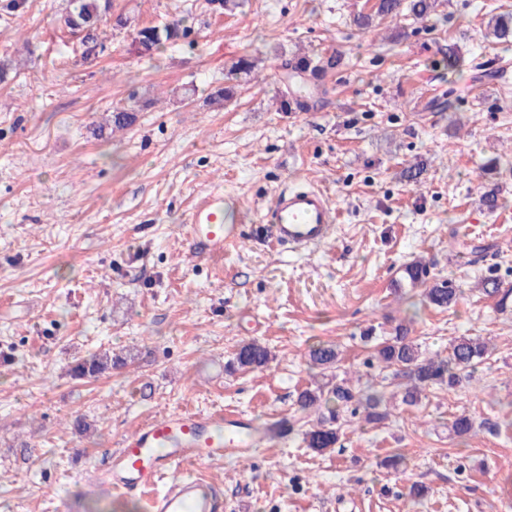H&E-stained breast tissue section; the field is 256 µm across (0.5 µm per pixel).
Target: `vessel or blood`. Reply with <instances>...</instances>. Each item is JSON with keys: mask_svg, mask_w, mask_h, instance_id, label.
Returning <instances> with one entry per match:
<instances>
[{"mask_svg": "<svg viewBox=\"0 0 512 512\" xmlns=\"http://www.w3.org/2000/svg\"><path fill=\"white\" fill-rule=\"evenodd\" d=\"M335 216L327 196L318 189L280 192L266 215L271 243L305 252L330 234ZM194 240L209 252L219 253L234 238L233 226L224 222V194L212 192L192 215ZM250 425L245 417L220 413H180L151 421L122 439L112 453L105 479L114 492L143 496L145 512H224V502L201 478H171L174 466L220 461L229 456L248 457L250 444L239 434Z\"/></svg>", "mask_w": 512, "mask_h": 512, "instance_id": "obj_1", "label": "vessel or blood"}]
</instances>
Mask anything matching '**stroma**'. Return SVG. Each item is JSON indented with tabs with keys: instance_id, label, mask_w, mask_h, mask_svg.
<instances>
[{
	"instance_id": "35a3bbf8",
	"label": "stroma",
	"mask_w": 512,
	"mask_h": 512,
	"mask_svg": "<svg viewBox=\"0 0 512 512\" xmlns=\"http://www.w3.org/2000/svg\"><path fill=\"white\" fill-rule=\"evenodd\" d=\"M0 0V512H141L103 479L123 434L180 412L255 421L292 416L309 387L308 349L341 353L338 376L370 383L372 345L406 322L424 355L460 336L494 350L454 390L388 402L379 426L344 424L322 453L301 430L248 458L186 469L221 490L224 512H512V308L481 293L512 288V52L482 37L512 0H440L437 30L413 20L353 23L375 0H112L133 26L182 18L191 31L153 56L131 29H105L93 64L59 19L68 0ZM462 61L448 71L443 48ZM342 51L306 112H283L277 59ZM261 61L234 100L207 104L224 64ZM467 88L456 112L432 105ZM194 87L185 96V87ZM143 109L103 136L114 109ZM419 165L415 183L400 171ZM323 190L338 218L323 246L271 245L263 216L280 191ZM224 193L238 229L222 254H195L190 215ZM494 190L507 208L481 203ZM484 246L480 260L470 248ZM422 256L461 288L439 309L402 278ZM271 351L260 371L226 372L242 342ZM125 368L91 380L68 369L98 351ZM465 412L474 432L448 424ZM90 428L76 434L75 418ZM408 458L393 473L380 459ZM429 487L420 503L412 484ZM480 287V290L485 296L498 299L497 306L501 310L507 309L509 300L512 302V289L502 288L500 282L493 277H487L481 280Z\"/></svg>"
}]
</instances>
